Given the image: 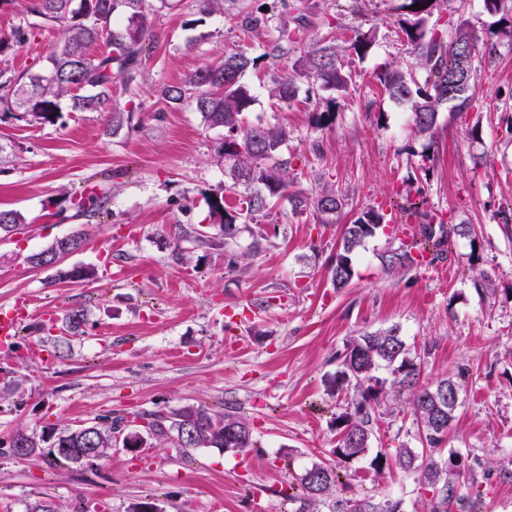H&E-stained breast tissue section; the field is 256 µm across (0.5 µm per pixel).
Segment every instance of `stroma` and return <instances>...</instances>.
Instances as JSON below:
<instances>
[{"instance_id": "35a3bbf8", "label": "stroma", "mask_w": 512, "mask_h": 512, "mask_svg": "<svg viewBox=\"0 0 512 512\" xmlns=\"http://www.w3.org/2000/svg\"><path fill=\"white\" fill-rule=\"evenodd\" d=\"M149 2L150 55L134 81L112 85L130 123L112 130L106 115L74 111L67 99L54 124L0 111V209L26 219L22 233L0 235V310L25 298L36 311L82 313L74 330L31 318L12 348L0 349V512H31L39 502L55 512H129L146 500L163 512H252L257 497L268 512H293L288 487L313 463H337L334 418L348 398L329 397L327 379L352 336L393 327L411 349L428 350L423 382L462 375L444 447L473 471L464 493L475 512H512V15L487 13L482 0L434 11L429 26L450 39L466 22L487 54L474 60L473 107L441 106L427 136L378 80L385 64L412 61L399 25L404 0H363L357 13L344 0H301L309 28L291 43L279 38L278 0L209 9L200 0ZM253 4L270 22L248 33L234 15ZM18 26L28 39L0 53V70L40 71L62 30L26 13L24 0H0V35ZM359 31L375 39L365 55H344L347 92L311 98L301 79L291 102L269 98L273 80L291 75L313 40L345 46ZM238 49L258 59L242 78L254 97L246 124L288 131L280 157L289 194L228 239L210 201L221 196L232 211L247 189L218 155L224 130L191 101L170 104L160 91ZM330 99L334 119L317 125ZM91 187L108 201L98 214L70 202ZM326 188L343 200L336 218L323 223L294 209L292 197ZM405 190L421 210L472 225L473 234L452 237L447 257L428 267L394 270L382 258L397 240L368 238L353 256L350 285L335 288L329 267L343 226L369 207H397ZM73 233L84 246L62 266L92 267L93 278L66 281L30 265V254ZM228 336L239 337V350H225ZM35 345L42 359H31ZM198 404L246 417L254 448L181 454L155 440L134 453L116 443L91 466L20 459L10 448L19 430L48 438L104 417H167ZM413 434L406 398L382 395L372 450L413 445ZM339 465L345 498L429 512L417 475L377 471L365 458Z\"/></svg>"}]
</instances>
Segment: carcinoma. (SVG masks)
Listing matches in <instances>:
<instances>
[{
	"label": "carcinoma",
	"instance_id": "cac0c4a2",
	"mask_svg": "<svg viewBox=\"0 0 512 512\" xmlns=\"http://www.w3.org/2000/svg\"><path fill=\"white\" fill-rule=\"evenodd\" d=\"M444 0H405L407 18L402 20L401 30L406 35L414 54L409 66L388 64L380 73L379 80L388 97L398 104L408 106L417 131L427 135L432 132L438 109L451 105L456 112H466L473 107L476 69L473 66L478 38L462 21L457 25L455 36L447 40L436 29H427V21ZM420 4L413 10L411 6ZM287 10L288 22L280 29V37L288 40L303 34L309 27L306 17L296 8L282 2ZM124 15L125 23L116 25V12ZM27 12L49 22L64 24L63 38L49 57L50 64L39 72L12 75L0 71V109L5 112H26L41 123H55L59 118L60 102L68 97L72 109L79 112H106L112 117V126L121 128L130 121V115L112 104V82L117 77L128 81L136 78L142 61L146 58L147 31L152 23L147 0H29ZM236 24L242 30L256 32L268 27L270 17L262 7L246 8L236 15ZM98 42L105 50L97 56L89 53V47ZM372 46V34L356 32L349 46L342 47L323 39L314 42L305 55L294 63L295 73L306 78L308 93L319 94L325 89L344 92L351 82L350 73L344 71L342 54L352 51L365 53ZM257 58L245 51L224 55V61L194 71L178 85H169L162 95L171 104H180L186 96L203 120L210 126H222L226 130L220 153L224 161L231 163V175L236 182L247 187L263 185L268 191L258 192L240 200L239 209L229 213L224 210V198L210 202L213 213L220 216L224 237L230 239L237 232V221L245 220L267 207V198L281 197L288 183L279 175L285 162L279 160V152L288 138L283 127L245 125L244 115L253 103L249 90L241 83V77L256 67ZM427 72L424 83L416 78V69ZM269 97L289 102L296 97V79H277L268 90ZM295 207L311 209L322 221L341 210L342 202L331 189H324L312 201L294 198ZM74 205L82 212L104 209L105 198L92 193L80 195ZM400 208L421 218L416 231L415 246L402 244L398 249L383 256L389 269L411 267L419 264L416 251L429 253L430 262L447 254L451 236L472 234L470 224L447 227L436 217L419 211V204L410 197L403 198ZM24 223L23 215L12 209H0V233L19 230ZM387 225L385 213L374 207L362 211L352 223L345 225L331 278L338 288L347 287L352 281L353 260L356 249L365 239L375 236V231ZM83 237L76 233L55 240L38 255L54 254L61 250L76 251L82 247ZM428 349L413 352L399 334L398 328L355 336L347 343L342 367L327 381V391L346 387L352 390V410L336 416L340 437L333 454L344 462L366 457L370 452L372 411L380 404L385 390V379L377 372H390V389L394 394L408 393L415 439L419 447L403 446L392 455L376 452L370 465L384 467L389 458L394 465L406 472L419 474L420 484L432 493L435 505L430 512H448V506L460 501L458 487L466 482L463 473L448 471V461L441 450L448 430L439 424L450 425L455 411L451 398L459 392L460 385L452 376H446L433 384L420 381L422 365ZM144 421L141 426L129 429L131 440L124 446L141 448L147 438H168L176 448H233L242 452L254 446L252 433L246 418L235 413L217 412L200 404L188 405L175 411L172 416L158 419L154 414H136ZM126 419L103 418L89 427L67 429L53 440L49 450L40 447V441L23 431L15 433L11 447L22 441L36 450V454L48 452L57 461L73 464L87 463L85 449H98L101 459L112 448V439ZM344 486L336 467L328 463H314L299 478L297 492L288 496L300 503L297 512H319V505ZM397 512L391 503L383 505L370 497L338 500L334 508L339 512Z\"/></svg>",
	"mask_w": 512,
	"mask_h": 512
}]
</instances>
